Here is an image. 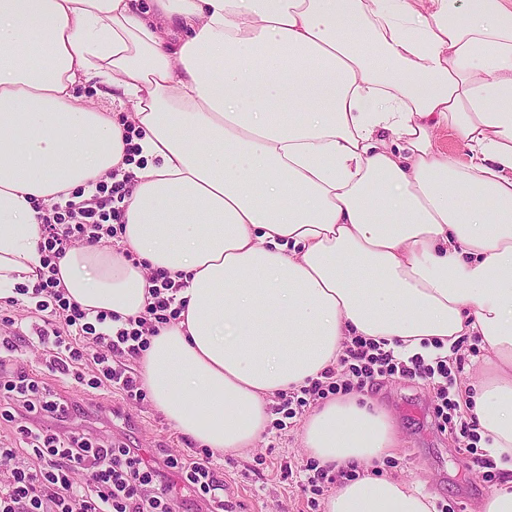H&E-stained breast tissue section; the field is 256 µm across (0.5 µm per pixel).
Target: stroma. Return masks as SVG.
Listing matches in <instances>:
<instances>
[{
  "mask_svg": "<svg viewBox=\"0 0 512 512\" xmlns=\"http://www.w3.org/2000/svg\"><path fill=\"white\" fill-rule=\"evenodd\" d=\"M47 383L79 406L65 421L66 429L126 443L158 461L188 452L186 437L151 400L129 404L118 394L104 398L97 392L68 387L66 381L54 377ZM103 398L108 407L100 406ZM367 398L393 417L398 430L397 445L385 456L381 473L410 482L449 512H474L490 486L500 483L498 467H491L490 479L478 477L471 469L473 454L464 450L461 439L438 427L434 392L428 383L388 377ZM304 420L300 414L285 429L268 426L256 447L242 455L215 456V464L224 470L225 494L241 500L245 512H323V495L299 489L306 468L313 463L301 447Z\"/></svg>",
  "mask_w": 512,
  "mask_h": 512,
  "instance_id": "1",
  "label": "stroma"
}]
</instances>
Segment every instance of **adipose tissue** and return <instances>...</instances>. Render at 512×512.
<instances>
[{
	"instance_id": "adipose-tissue-1",
	"label": "adipose tissue",
	"mask_w": 512,
	"mask_h": 512,
	"mask_svg": "<svg viewBox=\"0 0 512 512\" xmlns=\"http://www.w3.org/2000/svg\"><path fill=\"white\" fill-rule=\"evenodd\" d=\"M115 168L136 177L118 248H71L59 277L126 320L148 270L183 274L139 362L176 430L239 455L352 338L432 359L474 336L465 394L504 472L475 512H512V0H0V298L45 270L38 204ZM396 439L351 396L307 415L308 455L366 470L324 512H435L372 474ZM435 140L437 146L451 154H454L461 161L468 160L469 150L462 139L448 126H441L435 131ZM460 347L461 350L459 351V355L463 358L464 370L460 375V378H457V385L455 388L459 391L462 398L465 383L469 382L471 379L479 377L482 367H484V361L489 355L486 349H482L478 345V340L475 337H473L471 341L466 339L463 342H460Z\"/></svg>"
}]
</instances>
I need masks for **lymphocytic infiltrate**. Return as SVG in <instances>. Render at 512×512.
<instances>
[{
	"mask_svg": "<svg viewBox=\"0 0 512 512\" xmlns=\"http://www.w3.org/2000/svg\"><path fill=\"white\" fill-rule=\"evenodd\" d=\"M134 185L132 174L110 171L82 204L44 205L39 220V250L50 266L33 286L31 330L43 351L45 375L64 377L86 390L120 393L142 401L146 393L130 363L147 347L160 325L177 319L175 295L181 285L165 270L147 277L150 301L145 316L129 320L115 334L98 331L107 312L88 316L68 297L54 260L75 243L99 244L117 236L122 218L118 207ZM18 336H0V400L14 402V410L0 418L14 423V441L0 442V512H181L179 486L192 488L205 512H224V472L214 466L212 453L184 462L173 456L163 461L143 458L127 445L94 444L70 430L37 427L30 416L46 413L62 420L74 407L32 376L16 358ZM457 366L449 360L426 362L414 356L397 359L393 353L362 337L354 338L340 355L336 368L323 372L300 392L281 395L278 410L294 418L298 409L332 395L369 392L386 377L399 376L431 383L440 427L461 438L477 437L475 423L464 420L454 390ZM27 458H20L19 449ZM179 473L172 481L171 473Z\"/></svg>",
	"mask_w": 512,
	"mask_h": 512,
	"instance_id": "1",
	"label": "lymphocytic infiltrate"
}]
</instances>
